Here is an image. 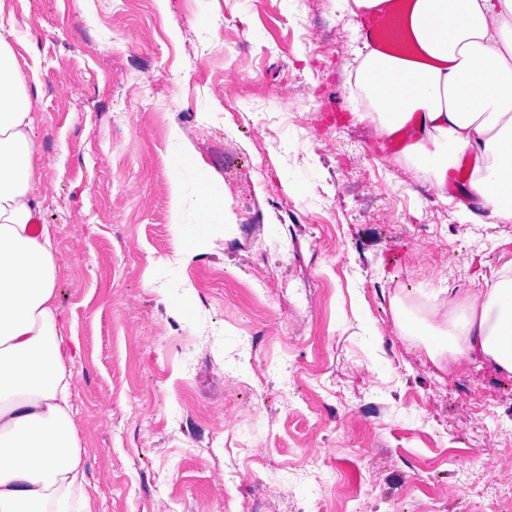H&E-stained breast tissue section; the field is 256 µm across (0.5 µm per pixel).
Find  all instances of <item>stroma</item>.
Returning a JSON list of instances; mask_svg holds the SVG:
<instances>
[{
	"instance_id": "stroma-1",
	"label": "stroma",
	"mask_w": 512,
	"mask_h": 512,
	"mask_svg": "<svg viewBox=\"0 0 512 512\" xmlns=\"http://www.w3.org/2000/svg\"><path fill=\"white\" fill-rule=\"evenodd\" d=\"M0 23L38 115L96 512H501L487 473L512 461V374L435 364L399 334L393 287L462 301L512 263V223L464 221L402 140L354 120L356 18L336 0H0ZM174 125L232 232L175 243Z\"/></svg>"
}]
</instances>
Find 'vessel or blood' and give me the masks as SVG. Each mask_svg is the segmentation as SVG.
<instances>
[{
	"mask_svg": "<svg viewBox=\"0 0 512 512\" xmlns=\"http://www.w3.org/2000/svg\"><path fill=\"white\" fill-rule=\"evenodd\" d=\"M405 0H385L366 14L363 38L372 48L386 54L410 58L416 53L404 21Z\"/></svg>",
	"mask_w": 512,
	"mask_h": 512,
	"instance_id": "1",
	"label": "vessel or blood"
}]
</instances>
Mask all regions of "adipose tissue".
<instances>
[{
	"mask_svg": "<svg viewBox=\"0 0 512 512\" xmlns=\"http://www.w3.org/2000/svg\"><path fill=\"white\" fill-rule=\"evenodd\" d=\"M413 59L363 55L361 113L380 135L408 132L407 160L447 194L448 172L468 161L458 194L476 224L512 222V0H410ZM37 114L15 51L0 31V512H92L64 336L54 231L39 223ZM176 239L202 224L233 225L204 184L178 129L169 133ZM443 315L436 353L512 374V271L487 279Z\"/></svg>",
	"mask_w": 512,
	"mask_h": 512,
	"instance_id": "ef3b65f1",
	"label": "adipose tissue"
}]
</instances>
